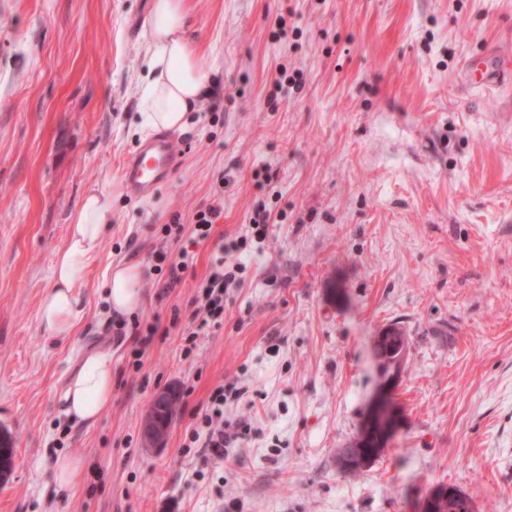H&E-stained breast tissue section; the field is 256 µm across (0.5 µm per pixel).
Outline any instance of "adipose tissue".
Returning a JSON list of instances; mask_svg holds the SVG:
<instances>
[{"mask_svg":"<svg viewBox=\"0 0 512 512\" xmlns=\"http://www.w3.org/2000/svg\"><path fill=\"white\" fill-rule=\"evenodd\" d=\"M148 29L141 56V128L146 132L175 131L184 126L188 113L198 110L208 90L209 70L192 48L181 0H152ZM111 222V193L91 188L55 255L52 285L40 304V320L49 334L61 338L73 335L87 268L99 253ZM142 279L143 271L136 265L109 269L104 294L111 313L128 315L140 307ZM62 400L68 420L95 422L112 402L111 355H85Z\"/></svg>","mask_w":512,"mask_h":512,"instance_id":"1","label":"adipose tissue"}]
</instances>
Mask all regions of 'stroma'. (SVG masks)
I'll return each instance as SVG.
<instances>
[{"label":"stroma","mask_w":512,"mask_h":512,"mask_svg":"<svg viewBox=\"0 0 512 512\" xmlns=\"http://www.w3.org/2000/svg\"><path fill=\"white\" fill-rule=\"evenodd\" d=\"M211 92L170 134L177 165L124 186L142 144L138 52L151 0H0V429L14 442L0 512H419L432 486L512 512V83L466 61L512 58V0H182ZM112 194L73 336L40 302L90 186ZM220 203L215 236L246 241L238 288L193 352L187 326L213 242L174 288L164 227ZM269 216L264 236L252 225ZM142 268V306L111 316L104 274ZM406 350L382 372L373 339ZM112 357V404L62 420L85 354ZM251 427L224 458L201 442L214 390ZM180 400L161 451L142 421ZM397 417L383 454L339 470L369 403ZM84 461L57 493L37 460Z\"/></svg>","instance_id":"obj_1"}]
</instances>
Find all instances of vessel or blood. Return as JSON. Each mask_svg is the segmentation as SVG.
I'll return each mask as SVG.
<instances>
[{
	"label": "vessel or blood",
	"instance_id": "vessel-or-blood-1",
	"mask_svg": "<svg viewBox=\"0 0 512 512\" xmlns=\"http://www.w3.org/2000/svg\"><path fill=\"white\" fill-rule=\"evenodd\" d=\"M175 167V155L168 140L154 138L128 155L123 163L124 185L131 196L152 192Z\"/></svg>",
	"mask_w": 512,
	"mask_h": 512
}]
</instances>
